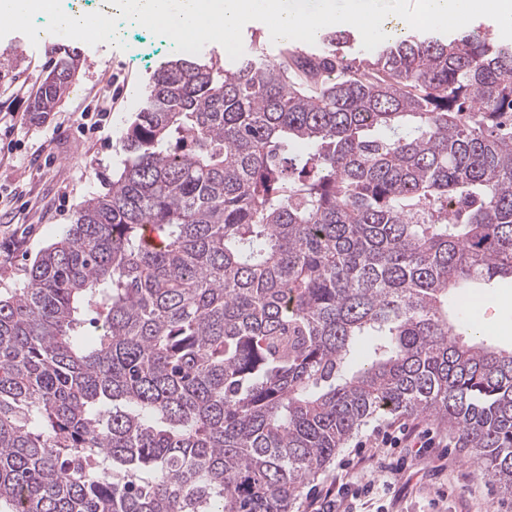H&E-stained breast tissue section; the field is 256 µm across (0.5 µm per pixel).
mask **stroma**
I'll use <instances>...</instances> for the list:
<instances>
[{"label":"stroma","mask_w":512,"mask_h":512,"mask_svg":"<svg viewBox=\"0 0 512 512\" xmlns=\"http://www.w3.org/2000/svg\"><path fill=\"white\" fill-rule=\"evenodd\" d=\"M118 28L126 43L122 50L52 34L40 45L19 32L0 39V113L16 115L11 136L0 140V225L10 227L9 234L0 235L1 296L25 285L34 260L72 223L77 206L105 192L122 171L123 128L133 121L156 70L180 57L169 39L142 26L122 22ZM69 54L78 67L68 93L47 117H36L31 106L41 76ZM102 97L111 107L110 122L80 134L82 112ZM469 311L483 339L512 348V280L495 281ZM392 419L385 413L366 422L303 489L293 512H303L306 497L335 476L345 477L350 492L361 490L372 470L359 462L371 455L375 430ZM428 425L448 442L443 463L408 457L409 486L398 495L375 498L374 512H512V500L500 499L480 477L447 424L432 419Z\"/></svg>","instance_id":"1"}]
</instances>
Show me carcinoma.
Returning a JSON list of instances; mask_svg holds the SVG:
<instances>
[{"mask_svg": "<svg viewBox=\"0 0 512 512\" xmlns=\"http://www.w3.org/2000/svg\"><path fill=\"white\" fill-rule=\"evenodd\" d=\"M350 40L154 74L123 170L0 297V512H291L380 413L512 497V350L454 304L512 280V44Z\"/></svg>", "mask_w": 512, "mask_h": 512, "instance_id": "obj_1", "label": "carcinoma"}]
</instances>
